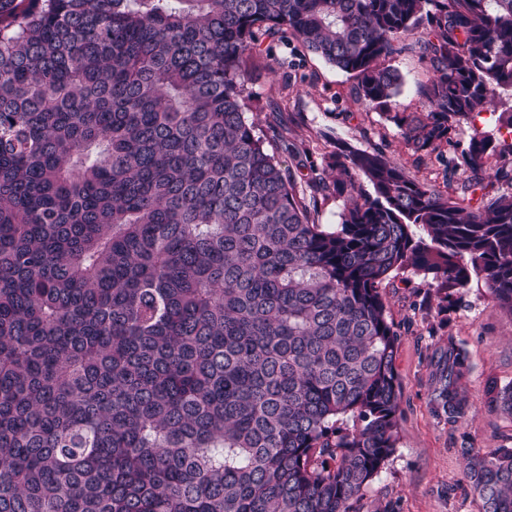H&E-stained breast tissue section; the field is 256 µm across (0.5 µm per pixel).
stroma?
<instances>
[{
	"label": "stroma",
	"instance_id": "stroma-1",
	"mask_svg": "<svg viewBox=\"0 0 512 512\" xmlns=\"http://www.w3.org/2000/svg\"><path fill=\"white\" fill-rule=\"evenodd\" d=\"M393 65L403 79L394 111H422L425 100L419 86L428 72L415 40L406 42ZM353 86L348 74L296 40L262 45L248 62L245 118L283 166L303 161V180L331 173L336 145L345 142L362 150H383L455 198L462 197V186L473 175L466 155L473 131L497 145L512 136L500 118L512 110V93L505 91L495 110L464 121L448 144L418 161L386 115L356 101ZM380 292L398 334V442L356 503V512H382L390 502L397 512H481L479 499L463 480L461 450L512 446V417L486 406L488 381L512 383V314L497 305L484 280L476 277L456 289L443 310L437 305L435 282L410 270L386 279ZM451 341L467 351L470 362L463 381L470 409L456 425L435 412L430 401L432 375Z\"/></svg>",
	"mask_w": 512,
	"mask_h": 512
}]
</instances>
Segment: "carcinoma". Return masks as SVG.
Returning a JSON list of instances; mask_svg holds the SVG:
<instances>
[{"instance_id": "carcinoma-1", "label": "carcinoma", "mask_w": 512, "mask_h": 512, "mask_svg": "<svg viewBox=\"0 0 512 512\" xmlns=\"http://www.w3.org/2000/svg\"><path fill=\"white\" fill-rule=\"evenodd\" d=\"M260 34L349 74L418 159L512 90V0H0V512H353L397 443L380 284L411 269L442 307L481 277L512 314V169L466 205L340 142L308 185L345 207L315 223L244 117ZM414 34L427 109L392 114ZM496 150L474 131L473 169ZM469 370L448 343L452 424ZM487 404L512 417V384ZM461 454L512 512V447Z\"/></svg>"}]
</instances>
